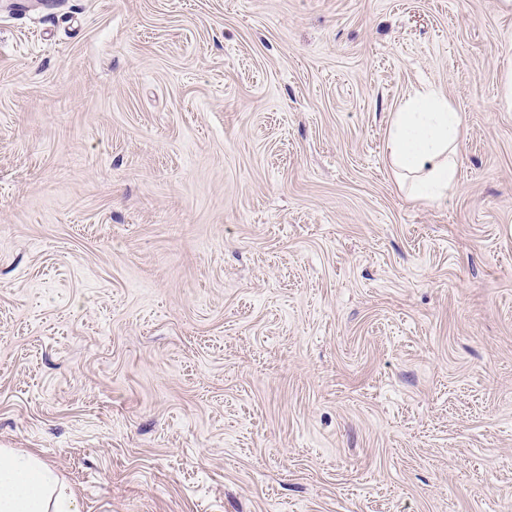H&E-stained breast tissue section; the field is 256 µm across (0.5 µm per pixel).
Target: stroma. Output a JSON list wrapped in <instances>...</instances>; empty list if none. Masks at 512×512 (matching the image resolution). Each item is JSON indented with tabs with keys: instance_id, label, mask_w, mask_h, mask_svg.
Wrapping results in <instances>:
<instances>
[{
	"instance_id": "obj_1",
	"label": "stroma",
	"mask_w": 512,
	"mask_h": 512,
	"mask_svg": "<svg viewBox=\"0 0 512 512\" xmlns=\"http://www.w3.org/2000/svg\"><path fill=\"white\" fill-rule=\"evenodd\" d=\"M510 70L502 0H0V448L82 512H512ZM461 134L460 112L432 88L415 90L394 113L387 155L412 199L436 204L448 199L456 188Z\"/></svg>"
}]
</instances>
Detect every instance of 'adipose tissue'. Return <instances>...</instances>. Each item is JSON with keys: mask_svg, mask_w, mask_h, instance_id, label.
I'll return each mask as SVG.
<instances>
[{"mask_svg": "<svg viewBox=\"0 0 512 512\" xmlns=\"http://www.w3.org/2000/svg\"><path fill=\"white\" fill-rule=\"evenodd\" d=\"M462 117L447 96L415 90L395 112L386 142L415 200L443 203L456 187ZM0 512H81L72 487L37 456L0 448Z\"/></svg>", "mask_w": 512, "mask_h": 512, "instance_id": "ef3b65f1", "label": "adipose tissue"}]
</instances>
